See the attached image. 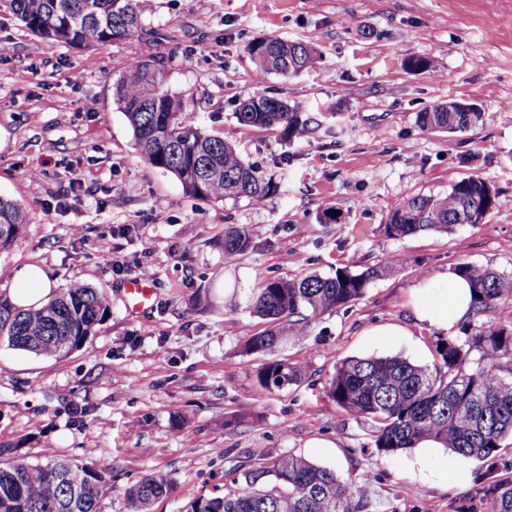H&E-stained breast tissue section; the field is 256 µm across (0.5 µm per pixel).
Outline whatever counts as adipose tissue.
<instances>
[{
  "instance_id": "ef3b65f1",
  "label": "adipose tissue",
  "mask_w": 512,
  "mask_h": 512,
  "mask_svg": "<svg viewBox=\"0 0 512 512\" xmlns=\"http://www.w3.org/2000/svg\"><path fill=\"white\" fill-rule=\"evenodd\" d=\"M424 287L440 288L439 297L418 311L420 320L442 332L451 331L470 312L472 291L469 282L456 275H435L423 282ZM56 284L37 265L18 268L12 276L10 299L19 308L39 307L55 292Z\"/></svg>"
}]
</instances>
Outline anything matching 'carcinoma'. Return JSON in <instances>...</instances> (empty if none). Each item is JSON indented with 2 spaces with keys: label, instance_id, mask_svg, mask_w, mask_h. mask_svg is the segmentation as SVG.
<instances>
[{
  "label": "carcinoma",
  "instance_id": "obj_1",
  "mask_svg": "<svg viewBox=\"0 0 512 512\" xmlns=\"http://www.w3.org/2000/svg\"><path fill=\"white\" fill-rule=\"evenodd\" d=\"M11 12L34 35L73 49H89L145 35L161 38L144 25L139 0H8ZM247 51L257 76L297 75L313 66L318 50L305 41L264 36ZM170 58L132 59L113 84V100L124 113L134 145L155 168L173 174L189 196L202 201L263 200L277 186L239 155L228 136L211 134L186 123L187 102L169 86ZM254 106L236 112L239 124L257 128L280 127L295 137L304 127L297 108L288 102L256 94ZM482 120L474 103L448 99L418 113L422 130L456 133ZM478 176L452 183L448 192L418 196L395 208L386 231L404 238L425 231L446 232L455 224H481L501 205L498 192ZM26 213L20 203L0 198V249L13 246ZM250 247L246 231L230 227L224 233V254H240ZM453 272L467 279L474 292L477 313L512 300V275L470 262ZM379 276L371 269L353 273L340 268L330 276L306 275L291 280L264 279L252 297L258 316L275 323L307 312L320 316L360 299ZM110 308L105 291L73 284L39 309H19L0 294V342L37 355L66 356L95 331ZM273 328L252 336L247 354H264L279 340ZM481 353L470 367L472 350ZM435 371L401 356L350 357L336 363L328 381V395L343 410L379 423L375 448L395 456L432 441L485 468L474 499L492 505L493 512H512V464L502 461L501 443L512 437V329L480 326L465 340L448 339ZM302 367L282 360L264 364L259 385L269 391L302 379ZM0 448V512H99L106 493L107 469L90 463L49 459L30 464L3 459ZM167 473H152L129 487L133 512H150L159 498L174 492ZM348 483L332 468L294 453L270 459L224 487L216 496H200L182 512H360Z\"/></svg>",
  "mask_w": 512,
  "mask_h": 512
}]
</instances>
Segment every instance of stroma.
Returning a JSON list of instances; mask_svg holds the SVG:
<instances>
[{
    "label": "stroma",
    "mask_w": 512,
    "mask_h": 512,
    "mask_svg": "<svg viewBox=\"0 0 512 512\" xmlns=\"http://www.w3.org/2000/svg\"><path fill=\"white\" fill-rule=\"evenodd\" d=\"M145 24L164 40L76 50L0 11V197L29 213L0 250V293L36 264L58 287L86 283L110 302L66 356L0 343V446L30 463L106 467L100 512H130L126 489L155 471L176 490L151 512H180L288 452L334 468L362 512H461L478 462L443 447L379 453L375 422L337 406L327 382L353 356L434 367L444 335L416 315L438 294L419 287L423 275L461 262L512 274V0H153ZM269 35L316 43L320 56L299 75L258 77L247 46ZM147 55L172 56L186 121L229 133L277 194L260 206L199 201L139 154L112 84ZM412 56L432 68L409 69ZM257 93L296 106L306 137L240 125L239 100ZM448 98L476 103L482 123L423 131L419 112ZM472 175L501 200L483 223L386 235L396 207ZM231 225L250 247L228 257ZM378 266L360 299L293 316L271 352L244 354L270 327L250 306L262 279ZM137 275L154 279L157 300L132 316L123 288ZM272 360L305 362L304 378L262 389L257 371Z\"/></svg>",
    "instance_id": "1"
}]
</instances>
